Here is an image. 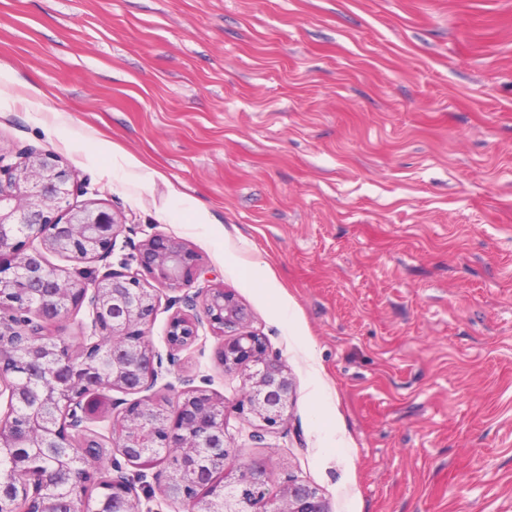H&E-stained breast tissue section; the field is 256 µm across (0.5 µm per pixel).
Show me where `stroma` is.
<instances>
[{
  "instance_id": "stroma-1",
  "label": "stroma",
  "mask_w": 512,
  "mask_h": 512,
  "mask_svg": "<svg viewBox=\"0 0 512 512\" xmlns=\"http://www.w3.org/2000/svg\"><path fill=\"white\" fill-rule=\"evenodd\" d=\"M183 241L288 366L228 431L329 512H512V0H0V150ZM218 340L185 351L234 399Z\"/></svg>"
}]
</instances>
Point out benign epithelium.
I'll return each instance as SVG.
<instances>
[{
  "instance_id": "7a95c632",
  "label": "benign epithelium",
  "mask_w": 512,
  "mask_h": 512,
  "mask_svg": "<svg viewBox=\"0 0 512 512\" xmlns=\"http://www.w3.org/2000/svg\"><path fill=\"white\" fill-rule=\"evenodd\" d=\"M85 193L52 154L29 147L10 164L0 154V453L33 449L15 471L0 472V493L13 488L30 506L46 502L45 488L27 476L36 454L53 448L60 472L78 457L102 489L94 508L77 494L76 512H152L143 502L157 492L184 512H253L261 503L263 512H329L304 483L289 480L270 496L269 475L257 460L235 470L230 482L216 479L238 451L227 430V402L194 385L181 353L208 332L217 337L224 372L241 378L244 390L235 410L262 431L288 416V366L250 330L249 312L234 294L190 291L205 269L184 242L154 233L134 246L132 261L114 267L108 258L123 220L73 202ZM48 253L77 266L57 268ZM165 291L172 295L162 297ZM163 299L170 315L162 352L148 334ZM84 305L89 332L76 345L49 335V326ZM172 373L180 387L158 385ZM106 420L108 436L93 429ZM150 458L167 467L153 484L146 473L128 470Z\"/></svg>"
}]
</instances>
